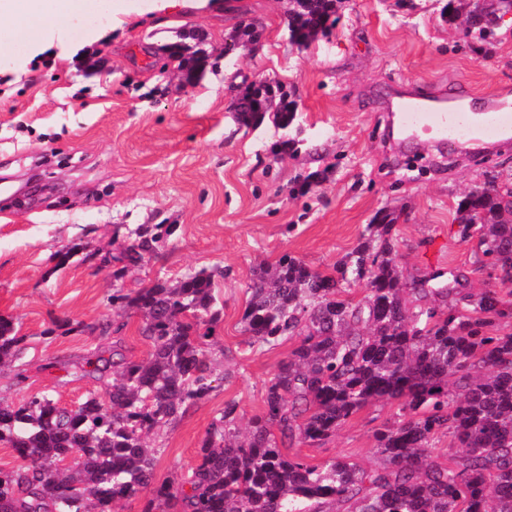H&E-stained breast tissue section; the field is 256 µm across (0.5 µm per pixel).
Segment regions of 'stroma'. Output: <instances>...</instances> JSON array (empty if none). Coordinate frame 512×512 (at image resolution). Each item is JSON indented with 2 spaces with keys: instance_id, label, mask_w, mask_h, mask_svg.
Returning a JSON list of instances; mask_svg holds the SVG:
<instances>
[{
  "instance_id": "stroma-1",
  "label": "stroma",
  "mask_w": 512,
  "mask_h": 512,
  "mask_svg": "<svg viewBox=\"0 0 512 512\" xmlns=\"http://www.w3.org/2000/svg\"><path fill=\"white\" fill-rule=\"evenodd\" d=\"M110 2L116 18H60L51 40L0 23V185H36L22 204L0 198V315L24 338L20 360L0 367V401L46 393L74 408L104 393L106 380L85 372L90 352L117 336L130 358L150 350L138 315L127 316L120 335L101 333L117 320L113 288L223 271L224 315L211 347L221 379L151 437L160 482L195 464L226 403H236L243 427L260 413L265 383L293 347L254 346L242 331L247 285L260 263L287 253L332 271L390 210L405 215L395 245L408 273L450 269L474 292L489 284L454 216L485 172L512 179V145L476 164L421 138L411 156L424 170L410 172L411 156L386 136L388 106L420 86L461 85L512 101V37L491 46L464 38L462 20L444 15L448 0H341L330 36L300 50L288 41V0L154 14L147 0ZM253 20L265 28L261 44L222 57L227 34ZM184 29L206 37L212 57L203 75L188 82L146 69V52ZM251 82L283 86L296 114L289 133L269 121L237 122V89ZM286 136L294 146L283 147ZM140 224L176 230L158 255L114 280L100 260L129 244ZM57 319L88 330L46 336ZM397 411L393 403L368 405L325 442L286 453L314 465L344 456L374 468L373 434Z\"/></svg>"
}]
</instances>
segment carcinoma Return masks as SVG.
Here are the masks:
<instances>
[{
	"label": "carcinoma",
	"instance_id": "obj_1",
	"mask_svg": "<svg viewBox=\"0 0 512 512\" xmlns=\"http://www.w3.org/2000/svg\"><path fill=\"white\" fill-rule=\"evenodd\" d=\"M457 2L466 36L485 43L497 36L494 13L512 8V0ZM336 3L291 0L290 42L306 48L327 37ZM203 43L181 32L164 55L190 81L210 58ZM235 106L245 126L269 117L286 130L292 120L289 106L273 108L267 83L244 86ZM398 220L394 212L379 215L330 273L289 254L254 271L243 332L261 347L297 344L266 383L246 434L236 426V403L226 404L195 465L176 481H154L155 451L145 435L214 389L208 346L224 312L216 292L224 272L202 269L133 293L113 289L112 307L141 316L148 357L87 359L95 372L113 369L106 402L91 392L74 411L48 394L0 403V443L25 462L0 469V512H113L117 501L144 491L141 512H323L331 502L343 512H512V333L490 332L512 317V288L465 292L458 273L436 286L438 273L407 278L393 238ZM455 220L466 222L464 238L476 240L479 269L512 271V183L496 195L466 194ZM172 232L170 224L132 229L133 240L112 256V276L141 267ZM354 284L365 286L364 299L348 296ZM59 330L85 326L56 320L45 334ZM23 341L1 315L0 364L17 360ZM379 401L398 403V413L374 433L375 468L344 457L316 466L282 454L294 441L329 439ZM442 434L462 448L446 463L429 460ZM69 457L73 466L61 469Z\"/></svg>",
	"mask_w": 512,
	"mask_h": 512
}]
</instances>
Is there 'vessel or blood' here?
Segmentation results:
<instances>
[{
    "instance_id": "obj_1",
    "label": "vessel or blood",
    "mask_w": 512,
    "mask_h": 512,
    "mask_svg": "<svg viewBox=\"0 0 512 512\" xmlns=\"http://www.w3.org/2000/svg\"><path fill=\"white\" fill-rule=\"evenodd\" d=\"M390 110L405 134L421 129L447 141L512 142V103L500 96L431 98L416 91L392 100Z\"/></svg>"
}]
</instances>
